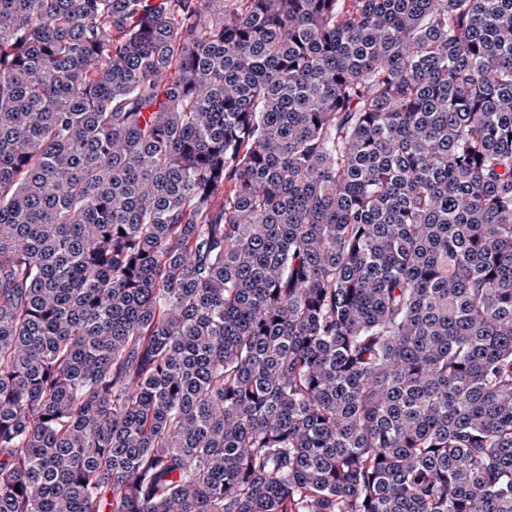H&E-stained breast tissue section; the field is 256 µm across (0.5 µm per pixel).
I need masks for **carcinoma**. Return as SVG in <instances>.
<instances>
[{"label":"carcinoma","instance_id":"carcinoma-1","mask_svg":"<svg viewBox=\"0 0 512 512\" xmlns=\"http://www.w3.org/2000/svg\"><path fill=\"white\" fill-rule=\"evenodd\" d=\"M0 512H512V0H0Z\"/></svg>","mask_w":512,"mask_h":512}]
</instances>
